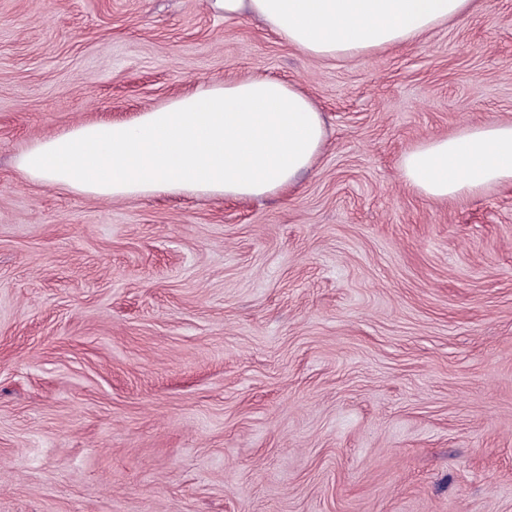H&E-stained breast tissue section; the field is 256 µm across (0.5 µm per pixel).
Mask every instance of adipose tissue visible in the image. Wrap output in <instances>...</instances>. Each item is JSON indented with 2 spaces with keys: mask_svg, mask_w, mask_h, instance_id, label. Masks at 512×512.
Segmentation results:
<instances>
[{
  "mask_svg": "<svg viewBox=\"0 0 512 512\" xmlns=\"http://www.w3.org/2000/svg\"><path fill=\"white\" fill-rule=\"evenodd\" d=\"M225 17L261 19L311 57H354L417 42L474 0H213ZM325 120L299 86L254 76L208 83L128 120L83 123L15 158L28 180L108 199L261 198L309 171ZM405 183L436 199L512 183V123L486 121L425 140L401 157Z\"/></svg>",
  "mask_w": 512,
  "mask_h": 512,
  "instance_id": "ef3b65f1",
  "label": "adipose tissue"
}]
</instances>
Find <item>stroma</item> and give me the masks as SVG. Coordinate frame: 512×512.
<instances>
[{"label":"stroma","mask_w":512,"mask_h":512,"mask_svg":"<svg viewBox=\"0 0 512 512\" xmlns=\"http://www.w3.org/2000/svg\"><path fill=\"white\" fill-rule=\"evenodd\" d=\"M301 86L263 199H99L13 158L200 83ZM512 122V0L315 58L210 0H0V512H512V183H404ZM405 183L436 199L512 183V123L486 121L425 140L401 157Z\"/></svg>","instance_id":"obj_1"}]
</instances>
